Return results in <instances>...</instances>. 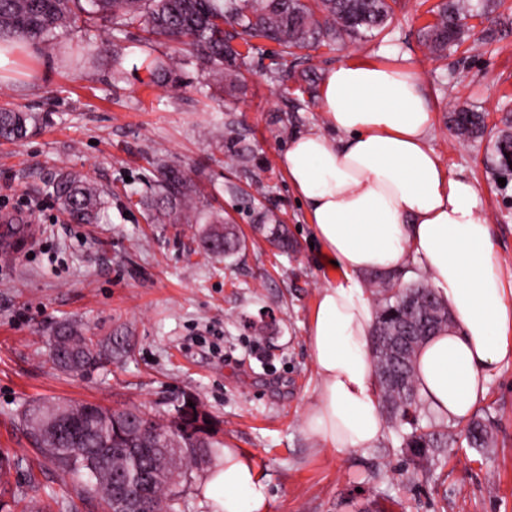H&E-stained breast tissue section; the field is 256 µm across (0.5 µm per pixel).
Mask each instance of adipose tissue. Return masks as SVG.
Listing matches in <instances>:
<instances>
[{"mask_svg":"<svg viewBox=\"0 0 512 512\" xmlns=\"http://www.w3.org/2000/svg\"><path fill=\"white\" fill-rule=\"evenodd\" d=\"M324 128L295 133L282 166L338 283L320 288L307 344L316 395L307 435L339 454L376 447L384 433L373 391L372 302L363 278L418 266L451 315L418 352L415 378L429 408L456 422L512 364V280L469 179L452 176L429 146L433 114L416 74L347 63L326 74ZM212 512H268L270 494L233 444L208 472Z\"/></svg>","mask_w":512,"mask_h":512,"instance_id":"1","label":"adipose tissue"}]
</instances>
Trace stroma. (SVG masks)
Segmentation results:
<instances>
[{"label":"stroma","instance_id":"stroma-1","mask_svg":"<svg viewBox=\"0 0 512 512\" xmlns=\"http://www.w3.org/2000/svg\"><path fill=\"white\" fill-rule=\"evenodd\" d=\"M442 0H394L385 30L281 57L260 39L227 93L191 65L151 76L125 41L113 57L111 27L80 41L57 33L0 67V108L37 115L28 137L0 142V225L30 224L28 246L0 257V502L21 512L57 493L63 512H101L44 464L20 427L33 400L137 407L164 417L184 397L212 418L214 441L249 454L269 487V512H512V366L488 385L474 416L492 425L487 448L456 442L426 463L401 447L392 428L373 449L338 455L302 426L316 377L306 337L319 288L337 282L299 205L281 157L294 132L322 128L325 73L350 62L412 68L434 114L429 144L449 172L470 178L494 226L505 273H512V175L494 143L512 133V0H470L469 39L433 54L425 28ZM282 60L280 78L268 68ZM120 81H113L114 68ZM485 115L482 135L464 140L449 122L459 108ZM189 172L199 212L237 225L245 249L205 255V224L170 211L151 220L152 162ZM69 174L103 192L97 224L70 220L52 185ZM263 188H256V176ZM287 224L283 253L258 231L266 215ZM87 335L125 337L130 352L82 377L58 370L49 341L60 323Z\"/></svg>","mask_w":512,"mask_h":512}]
</instances>
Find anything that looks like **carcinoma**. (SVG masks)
I'll list each match as a JSON object with an SVG mask.
<instances>
[{
	"instance_id": "obj_1",
	"label": "carcinoma",
	"mask_w": 512,
	"mask_h": 512,
	"mask_svg": "<svg viewBox=\"0 0 512 512\" xmlns=\"http://www.w3.org/2000/svg\"><path fill=\"white\" fill-rule=\"evenodd\" d=\"M89 7H84L83 3ZM388 0H0V41L45 43L58 29L82 23L88 33L107 23L112 30L145 33L146 45L164 40L194 59L215 83L233 88L240 81L237 61L242 53L226 37L224 25L238 27L235 37L248 46L254 38L274 41L285 56L321 44H334L346 36H365L383 29L389 16ZM472 15L468 0H447L438 6L435 22L428 26L429 46L443 53L465 42L467 30L460 18ZM34 117L26 112L0 109V140L16 141L28 132ZM452 122L459 136H478L484 118L478 112L454 113ZM159 175L154 184L153 206L162 218L172 204L185 206L184 218H196L192 180L188 174L155 157ZM69 216L78 222L95 218L101 204L97 188L68 176L55 187ZM204 244L223 241V247L205 248L214 256H231L245 247L233 226L218 214L208 217ZM266 240L284 251L290 241L285 224H262ZM378 311L372 327L375 352L376 393L396 430L401 445L421 460L448 447V434L422 426L426 412L414 378V360L432 336L448 326V308L438 293L423 285L402 284L392 277L374 291ZM64 340L78 359V375L99 370L114 358L128 355L124 339L102 344L72 323L64 322L53 333L49 346ZM145 412L126 408L108 410L93 403L35 401L21 411L20 424L35 450L46 463L70 477L85 496L97 501L102 512H117L108 492L113 475L127 478L130 493L147 501L149 512H172L177 478L211 461V417L200 413L197 424L180 425L177 416L152 419L153 428L139 435L132 432ZM60 419L85 431L78 443L51 441V431ZM472 448L486 447L488 426L470 420L461 429Z\"/></svg>"
}]
</instances>
